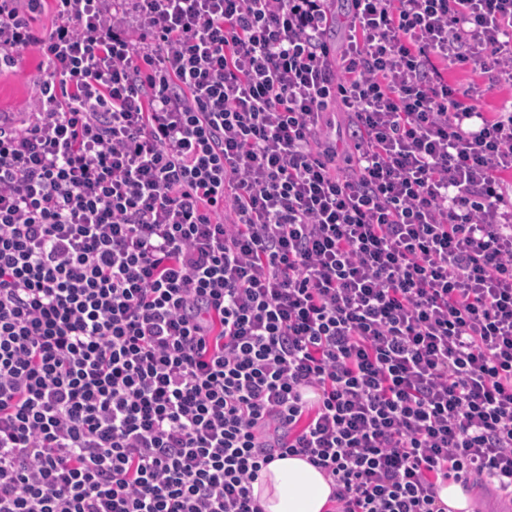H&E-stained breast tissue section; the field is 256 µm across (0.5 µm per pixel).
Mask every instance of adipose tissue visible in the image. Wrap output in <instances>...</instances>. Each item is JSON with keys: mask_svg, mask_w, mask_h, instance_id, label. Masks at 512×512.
Wrapping results in <instances>:
<instances>
[{"mask_svg": "<svg viewBox=\"0 0 512 512\" xmlns=\"http://www.w3.org/2000/svg\"><path fill=\"white\" fill-rule=\"evenodd\" d=\"M265 512H325L332 492L328 480L306 460L278 458L253 484Z\"/></svg>", "mask_w": 512, "mask_h": 512, "instance_id": "1", "label": "adipose tissue"}]
</instances>
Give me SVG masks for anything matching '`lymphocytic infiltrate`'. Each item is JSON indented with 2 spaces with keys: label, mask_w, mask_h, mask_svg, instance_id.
<instances>
[{
  "label": "lymphocytic infiltrate",
  "mask_w": 512,
  "mask_h": 512,
  "mask_svg": "<svg viewBox=\"0 0 512 512\" xmlns=\"http://www.w3.org/2000/svg\"><path fill=\"white\" fill-rule=\"evenodd\" d=\"M0 0V512L512 503V0ZM341 21V44L331 41ZM349 119L338 149L333 107ZM21 68L0 72V113L20 112L23 103L35 92L34 80L39 75L41 57L35 48L23 53ZM448 81L462 86H468L472 83L478 84L483 91V95L478 99L476 105L483 112H494L500 108L511 96L512 90L508 87H489V81L485 75H480L473 70L470 64L449 63L448 70H445ZM252 487L265 512H325L332 492L323 474L298 457L275 459Z\"/></svg>",
  "instance_id": "1"
}]
</instances>
